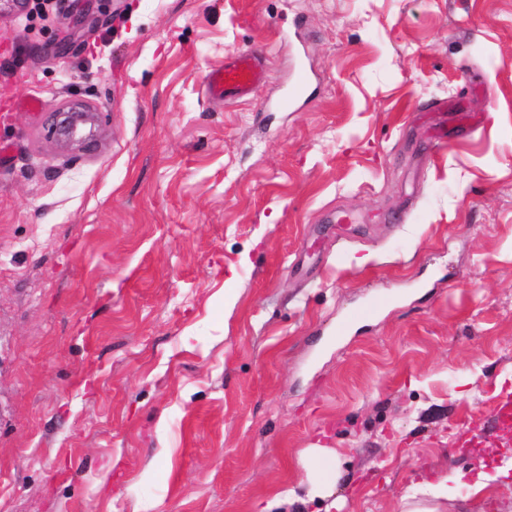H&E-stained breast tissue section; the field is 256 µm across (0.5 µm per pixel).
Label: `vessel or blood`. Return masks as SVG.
<instances>
[{
	"instance_id": "vessel-or-blood-1",
	"label": "vessel or blood",
	"mask_w": 512,
	"mask_h": 512,
	"mask_svg": "<svg viewBox=\"0 0 512 512\" xmlns=\"http://www.w3.org/2000/svg\"><path fill=\"white\" fill-rule=\"evenodd\" d=\"M267 78L262 53L254 47L238 52L225 62L223 68L207 73L205 90L214 99H240L253 96ZM308 88V79L304 71H296L290 78L277 101L280 111L294 108Z\"/></svg>"
}]
</instances>
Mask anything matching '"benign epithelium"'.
Segmentation results:
<instances>
[{
    "instance_id": "obj_1",
    "label": "benign epithelium",
    "mask_w": 512,
    "mask_h": 512,
    "mask_svg": "<svg viewBox=\"0 0 512 512\" xmlns=\"http://www.w3.org/2000/svg\"><path fill=\"white\" fill-rule=\"evenodd\" d=\"M101 112L87 101L71 99L47 119L46 136L63 150L88 148L101 133Z\"/></svg>"
}]
</instances>
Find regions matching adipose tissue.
<instances>
[{
  "instance_id": "adipose-tissue-1",
  "label": "adipose tissue",
  "mask_w": 512,
  "mask_h": 512,
  "mask_svg": "<svg viewBox=\"0 0 512 512\" xmlns=\"http://www.w3.org/2000/svg\"><path fill=\"white\" fill-rule=\"evenodd\" d=\"M338 459V453L332 448L316 445L307 449L301 457V464L309 481L305 497H298L294 490L287 489L269 501V508L274 512L275 508L282 505L299 502L305 506L315 505L321 512H332L335 506L332 499L333 489L339 477L336 470Z\"/></svg>"
}]
</instances>
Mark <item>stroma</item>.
<instances>
[{
  "instance_id": "1",
  "label": "stroma",
  "mask_w": 512,
  "mask_h": 512,
  "mask_svg": "<svg viewBox=\"0 0 512 512\" xmlns=\"http://www.w3.org/2000/svg\"><path fill=\"white\" fill-rule=\"evenodd\" d=\"M76 7L0 15V512H260L315 444L337 512H403L512 458V0H99L54 56ZM267 78L262 53L254 47L238 52L205 76V90L213 99H240L253 96ZM308 88V79L302 69H298L294 76L288 80L277 101V107L282 112H288L294 108L297 101L304 96ZM101 112L87 101L71 99L47 119L46 136L63 150L88 148L101 133ZM465 479H470L468 473H458L452 482L454 485L448 484V477L437 483L424 481L419 489V493L430 499L427 503L417 501L408 505V509L403 512H444L442 511L440 500L452 501L457 497L456 487L466 485Z\"/></svg>"
}]
</instances>
